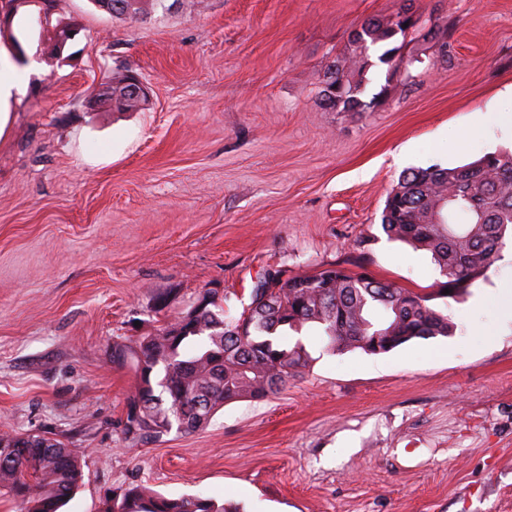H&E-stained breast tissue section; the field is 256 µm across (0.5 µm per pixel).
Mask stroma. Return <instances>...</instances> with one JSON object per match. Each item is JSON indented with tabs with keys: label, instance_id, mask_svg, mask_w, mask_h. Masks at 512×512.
<instances>
[{
	"label": "stroma",
	"instance_id": "1",
	"mask_svg": "<svg viewBox=\"0 0 512 512\" xmlns=\"http://www.w3.org/2000/svg\"><path fill=\"white\" fill-rule=\"evenodd\" d=\"M405 1L419 25L368 71L377 104L325 106L353 32ZM53 6L79 30L60 59L0 57L25 76L0 143V432L82 455L63 512H103L131 484L243 512H512L511 239L464 301L435 300L453 335L333 355L303 329L304 374L190 434L127 440L136 380L111 358L205 290L240 312L269 268L436 291L382 210L407 170L512 149V0H199L144 21ZM127 70L148 105L88 110ZM125 74H118L112 77V80H121L122 77H124ZM112 80L106 79L103 82H101L96 90V92L90 96L86 100V106L90 110H96L98 109V106L101 104L103 100L111 99L112 102L104 101L102 105H110L112 104V107L117 109L118 111H124V112H134L141 110L145 105H134V104H128L120 100L119 98L112 99Z\"/></svg>",
	"mask_w": 512,
	"mask_h": 512
}]
</instances>
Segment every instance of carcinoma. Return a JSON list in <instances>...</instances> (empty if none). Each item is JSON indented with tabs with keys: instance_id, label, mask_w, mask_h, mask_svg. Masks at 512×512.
Segmentation results:
<instances>
[{
	"instance_id": "cac0c4a2",
	"label": "carcinoma",
	"mask_w": 512,
	"mask_h": 512,
	"mask_svg": "<svg viewBox=\"0 0 512 512\" xmlns=\"http://www.w3.org/2000/svg\"><path fill=\"white\" fill-rule=\"evenodd\" d=\"M119 19H140L167 0H115ZM19 35L29 40L39 28L44 42L49 29L29 8H21ZM370 18L352 34V52L328 66L324 101L360 112L365 102L364 74L372 67L369 50L384 47L377 60L389 65L404 34L393 17ZM389 197L381 228L394 241L428 252L446 278L438 296L458 300L485 275L512 233V153H486L456 168L431 166L404 173ZM450 293L445 294L443 290ZM431 294L382 282L367 272L331 266L308 275H288L271 268L251 289L249 303L233 314L226 297L207 290L183 316L132 343L112 344V364L130 367L135 393L126 403L124 433L135 442L155 441L173 424L192 433L206 426L225 404L264 400L311 366L301 341L288 345L285 333L315 328L326 338V351L360 349L388 353L413 339L447 337L454 331L448 317L430 305ZM24 455L11 459L0 450V493L19 504V512H60L82 480L81 458L62 443L28 435ZM105 512H240L233 502L211 498H167L145 485L132 486L108 500Z\"/></svg>"
}]
</instances>
